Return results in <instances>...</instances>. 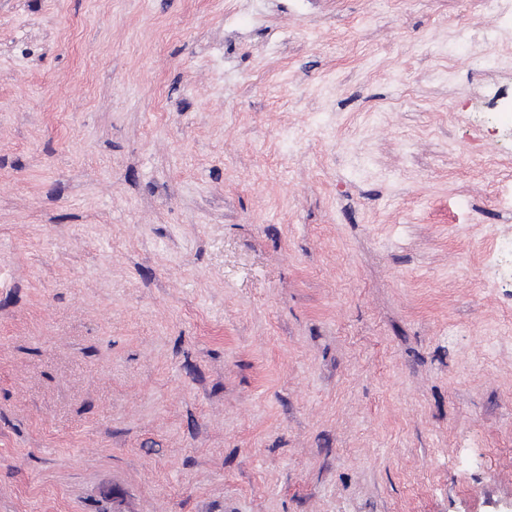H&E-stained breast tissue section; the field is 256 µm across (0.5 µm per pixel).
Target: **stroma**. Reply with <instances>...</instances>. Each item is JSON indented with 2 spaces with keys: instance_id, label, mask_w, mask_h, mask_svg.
I'll return each mask as SVG.
<instances>
[{
  "instance_id": "1",
  "label": "stroma",
  "mask_w": 512,
  "mask_h": 512,
  "mask_svg": "<svg viewBox=\"0 0 512 512\" xmlns=\"http://www.w3.org/2000/svg\"><path fill=\"white\" fill-rule=\"evenodd\" d=\"M510 188L486 0H0V512H512Z\"/></svg>"
}]
</instances>
